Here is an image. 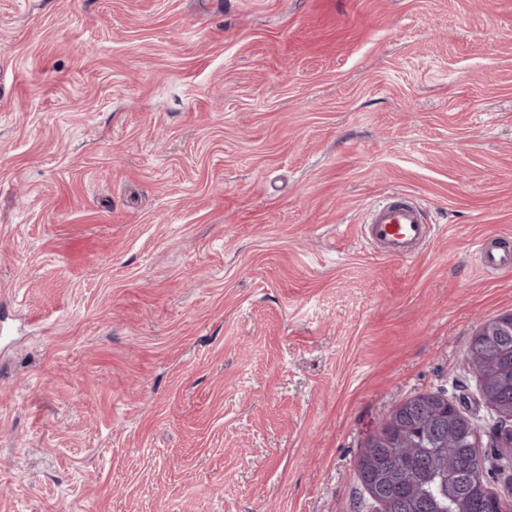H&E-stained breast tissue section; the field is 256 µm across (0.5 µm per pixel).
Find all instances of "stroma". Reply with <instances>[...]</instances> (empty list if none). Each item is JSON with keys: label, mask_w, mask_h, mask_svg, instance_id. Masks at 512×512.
I'll list each match as a JSON object with an SVG mask.
<instances>
[{"label": "stroma", "mask_w": 512, "mask_h": 512, "mask_svg": "<svg viewBox=\"0 0 512 512\" xmlns=\"http://www.w3.org/2000/svg\"><path fill=\"white\" fill-rule=\"evenodd\" d=\"M502 235L512 0H0V512H361L404 400L490 424ZM429 225L424 210L409 195L396 190L371 210L362 235L387 255L412 259L430 240ZM476 253L480 264L487 272L512 271V246L510 247L507 241L478 244Z\"/></svg>", "instance_id": "1"}]
</instances>
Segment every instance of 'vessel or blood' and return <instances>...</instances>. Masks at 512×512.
Segmentation results:
<instances>
[{
  "mask_svg": "<svg viewBox=\"0 0 512 512\" xmlns=\"http://www.w3.org/2000/svg\"><path fill=\"white\" fill-rule=\"evenodd\" d=\"M364 238L381 247L384 253L407 259L414 258L430 238L423 209L404 192L393 191L374 207L363 226ZM483 268L491 273L512 271V244L501 240L481 243L476 249Z\"/></svg>",
  "mask_w": 512,
  "mask_h": 512,
  "instance_id": "obj_1",
  "label": "vessel or blood"
}]
</instances>
